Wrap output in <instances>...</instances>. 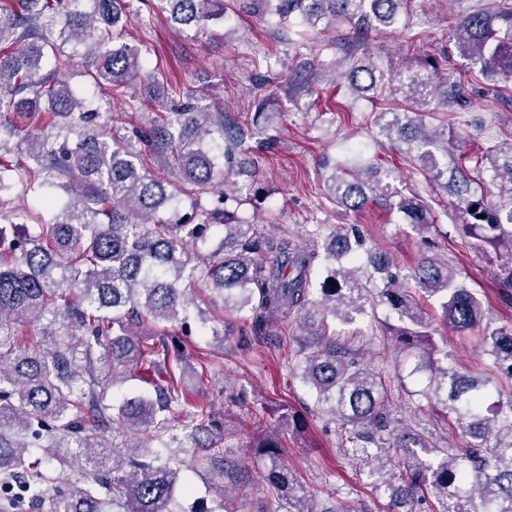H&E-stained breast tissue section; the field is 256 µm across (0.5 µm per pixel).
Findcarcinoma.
<instances>
[{"label": "carcinoma", "mask_w": 512, "mask_h": 512, "mask_svg": "<svg viewBox=\"0 0 512 512\" xmlns=\"http://www.w3.org/2000/svg\"><path fill=\"white\" fill-rule=\"evenodd\" d=\"M0 0V193L16 187L55 207L49 195L69 200L51 220L39 209L0 217V512H185L181 480L191 456L220 496L224 476L239 472L224 462L230 432L211 403L195 398L191 369L166 325L190 336H222L198 305L207 292L225 309L245 313L261 334L277 319L297 315L312 339L299 351L294 373L309 387L316 409L348 431L347 441L367 453L384 443L389 427V380L365 367L358 354L336 341L332 324L365 314L371 289L397 315L392 327L398 348L415 351L434 376V397L446 417L467 437L466 445L437 464L404 459V498L433 494L438 512H512V397L505 400L495 375H460L435 357L432 316L422 299H439L444 326L479 332L494 368L512 378V326L491 327L482 299L438 254H424L413 274L369 254L357 231L343 228L328 243L269 237L238 216L261 205L253 195L217 190L233 171L249 135L238 113L179 105L138 122L139 102L129 84L147 75L171 95L167 78L146 70L141 50L113 47L114 31L132 18L129 0ZM408 0H158L168 20L201 28L233 6L260 10L284 26L349 29L360 45L372 32L392 27ZM461 57L481 75L512 82V0L489 11L476 6L451 28ZM420 35L400 51L408 66L394 73L351 61L352 90L372 92L415 111L381 127L389 144L408 145L422 172L444 176L433 149L448 153V139L428 131L421 113L432 99L460 96L448 58L419 55ZM109 100L128 97L125 110L101 112L70 86L78 60ZM136 122L131 134L112 136V124ZM168 161L165 176L156 167ZM478 163L500 180L499 206L485 202L482 184L458 167L456 185L461 230L490 246L500 261L497 287L512 303V140L488 151ZM336 166L327 178L331 202L349 210L397 196L391 170ZM208 199H203V195ZM399 197V196H397ZM190 202L181 212L179 203ZM428 249L437 230L418 195L396 202ZM323 267L320 288H312ZM33 324L38 336H22ZM132 374L150 387L146 396L112 397L117 380ZM184 411L180 428L174 408ZM255 447L269 457L270 501L260 512H316L306 491L279 462L273 434H259ZM407 433L385 450L425 448ZM67 471L76 475L62 477Z\"/></svg>", "instance_id": "cac0c4a2"}]
</instances>
